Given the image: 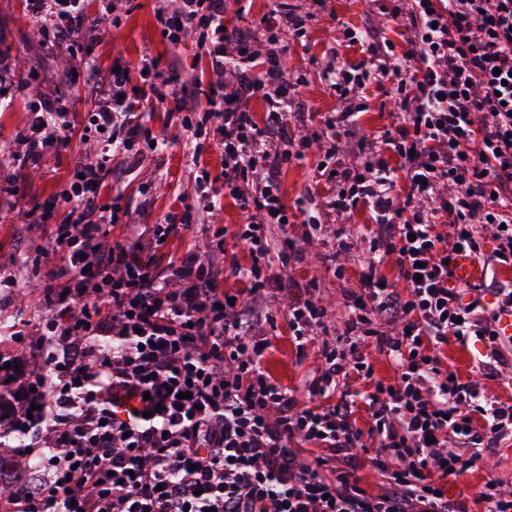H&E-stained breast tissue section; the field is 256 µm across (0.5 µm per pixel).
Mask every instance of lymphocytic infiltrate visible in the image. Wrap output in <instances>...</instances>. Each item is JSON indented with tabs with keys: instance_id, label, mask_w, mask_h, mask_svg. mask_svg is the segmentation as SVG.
I'll return each mask as SVG.
<instances>
[{
	"instance_id": "obj_1",
	"label": "lymphocytic infiltrate",
	"mask_w": 512,
	"mask_h": 512,
	"mask_svg": "<svg viewBox=\"0 0 512 512\" xmlns=\"http://www.w3.org/2000/svg\"><path fill=\"white\" fill-rule=\"evenodd\" d=\"M114 11L113 0H101L95 18L85 0H25L40 41L75 49L83 63ZM223 15L224 0H163L165 40L196 36L214 81L202 92L151 60L134 70L114 59L91 88L94 106L79 126L86 151L72 176L25 213L49 230L26 240V254L58 266L55 285L37 288L50 309L41 328L15 332L0 352V429L20 439L0 450V512H468L443 486L512 439V403L453 378L436 351L476 338L487 349L484 374L512 365V338L499 329L512 312V282L491 277V312L452 286L449 266L462 250L512 268V0H394L390 17L409 32L406 49L376 38L366 60L332 71L343 109L296 142L276 139L306 120L281 56L285 37L304 36L306 16L283 8L229 31ZM369 80L393 82L399 123L359 139L371 156L359 168L341 159L336 133L353 132L365 106L347 97ZM15 85L31 121L14 159L37 167L69 148L74 114L41 95L37 72ZM201 96L207 108L196 125L185 113ZM257 98L266 103L259 118L249 108ZM158 109L179 114L193 138L212 124L223 187L250 216L238 232L250 266L227 264L220 243L205 257L189 249L164 258L177 222L211 208L219 188L205 171L195 206L161 224L126 222L113 237L121 205L101 196L112 158L139 159L151 142L146 115ZM317 143L335 160L317 165L336 186L330 212L364 206L372 223L361 290L346 294L344 333L305 380L303 402L267 372L263 345L267 300L303 259L294 239L274 237L288 216L280 175ZM390 260L404 290L386 282ZM226 271L244 288L224 291ZM326 315L310 298L289 308L297 351ZM394 323L398 332L386 333ZM370 346L392 362V383L374 380ZM352 375L371 380L372 392L338 391ZM360 401L365 430L354 419ZM367 435L379 442L372 463L384 477L375 494L353 473ZM308 445L318 455H306Z\"/></svg>"
}]
</instances>
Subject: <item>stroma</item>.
<instances>
[{
	"mask_svg": "<svg viewBox=\"0 0 512 512\" xmlns=\"http://www.w3.org/2000/svg\"><path fill=\"white\" fill-rule=\"evenodd\" d=\"M301 12L310 14L304 40L290 43L283 57L288 80L296 84L299 99L307 112L325 113L341 108L342 102L332 94L323 77L325 71L338 63L357 64L368 57V40L345 46L343 32L372 31L386 35L397 48H404L406 37L396 31L387 14V0H291ZM157 0H122L117 11L121 15L119 25L102 23L101 40L92 56L99 77H107L114 58L130 63L150 57L158 62L159 70L166 73L188 75L201 85H208L213 74L194 38H186L178 46H170L164 39L156 19ZM0 50L6 51L20 73L34 70L41 74L44 96L64 97L72 111L84 114L93 107L87 74L71 70L66 49L42 45L24 16L22 0H0ZM354 102H367L368 109L360 118L358 131L372 134L391 127L396 116L392 112L389 95L376 84L369 83L354 89ZM30 119L24 98L18 96L12 85L0 90V163L7 162L15 151L20 134ZM149 134L163 142V149L145 150L140 163L128 167L121 158H114L112 185L104 188L107 197H121L123 205L132 211L136 223L159 224L166 214L182 212L186 198L195 196L194 177L198 168H205L211 176H220L224 169V152L211 136L201 135L198 144L187 142L185 134L166 112L152 113L147 123ZM84 146L80 139H73L70 150L52 157L38 168L15 170L21 193L16 197L0 199V272L15 280L16 296L0 301V348L21 329H33L47 314L46 308L25 300L29 286L44 273L27 258L22 250L29 231L22 219L33 201L52 198L70 178L73 166ZM283 201L296 206L298 201L313 200L316 209H324L328 191L315 181L314 164H290L281 173ZM246 219L235 203L229 190H222L215 202L208 223L179 228L170 240L168 253L176 257L187 248L207 252L215 245V229L224 228V247L234 254L241 265H249L248 250L237 240L236 233ZM294 237L309 233L310 239L303 245L304 259L288 275L300 282H315L316 295L328 309L324 322L325 331L319 332L314 343L304 354H297L289 338L288 308L299 301L301 295L286 290L269 301V312L277 327L268 335V347L264 353L265 365L270 374L284 386L302 387L304 379L317 366L323 346L335 345L344 331L341 307L345 293L359 290L362 254L367 242L349 235L350 248L339 253L344 267L343 276H335L326 261L329 253L336 251V231L333 221L322 222L316 230L306 231L303 225L288 227ZM337 252V251H336ZM487 350L483 342L470 341L461 346L451 342L440 346L438 356L444 367L462 377H481L480 363ZM512 369L503 368L499 378L481 377L486 394L500 401L512 399V385L508 377ZM498 478L512 486V446L499 448L484 457L472 471L459 480L449 482L451 496H463L470 512H483L478 492L488 478Z\"/></svg>",
	"mask_w": 512,
	"mask_h": 512,
	"instance_id": "1",
	"label": "stroma"
}]
</instances>
